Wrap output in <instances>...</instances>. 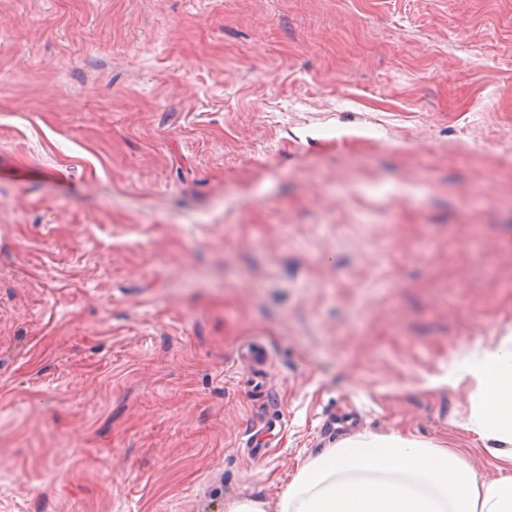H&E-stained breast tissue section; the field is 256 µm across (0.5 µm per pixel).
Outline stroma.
Here are the masks:
<instances>
[{
	"label": "stroma",
	"instance_id": "1",
	"mask_svg": "<svg viewBox=\"0 0 512 512\" xmlns=\"http://www.w3.org/2000/svg\"><path fill=\"white\" fill-rule=\"evenodd\" d=\"M511 334L512 0H0V512L493 481L448 373Z\"/></svg>",
	"mask_w": 512,
	"mask_h": 512
}]
</instances>
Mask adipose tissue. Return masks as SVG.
Masks as SVG:
<instances>
[{"label": "adipose tissue", "instance_id": "obj_1", "mask_svg": "<svg viewBox=\"0 0 512 512\" xmlns=\"http://www.w3.org/2000/svg\"><path fill=\"white\" fill-rule=\"evenodd\" d=\"M477 406L473 427L509 467L478 481L454 452L399 434L364 433L307 462L277 512H512V336L465 359Z\"/></svg>", "mask_w": 512, "mask_h": 512}]
</instances>
